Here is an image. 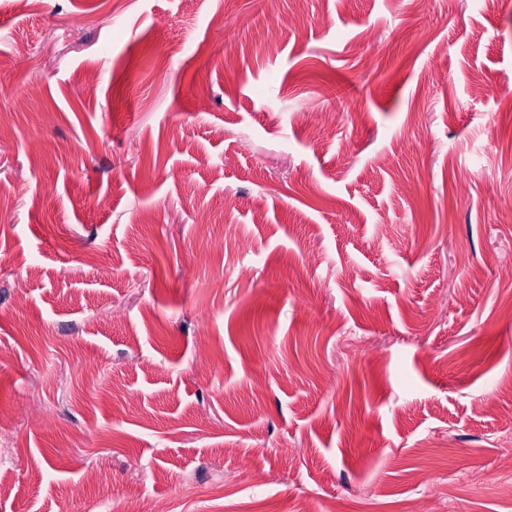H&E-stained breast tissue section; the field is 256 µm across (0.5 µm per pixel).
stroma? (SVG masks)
<instances>
[{
  "mask_svg": "<svg viewBox=\"0 0 512 512\" xmlns=\"http://www.w3.org/2000/svg\"><path fill=\"white\" fill-rule=\"evenodd\" d=\"M510 437L512 0H0V512H512Z\"/></svg>",
  "mask_w": 512,
  "mask_h": 512,
  "instance_id": "stroma-1",
  "label": "stroma"
}]
</instances>
